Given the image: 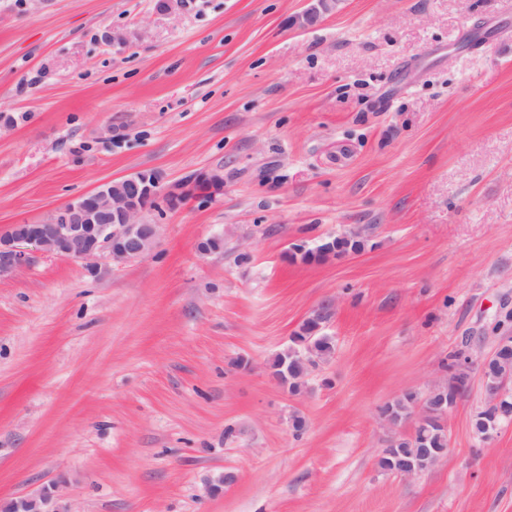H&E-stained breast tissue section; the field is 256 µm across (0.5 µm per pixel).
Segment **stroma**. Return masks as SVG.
Listing matches in <instances>:
<instances>
[{"instance_id":"stroma-1","label":"stroma","mask_w":512,"mask_h":512,"mask_svg":"<svg viewBox=\"0 0 512 512\" xmlns=\"http://www.w3.org/2000/svg\"><path fill=\"white\" fill-rule=\"evenodd\" d=\"M506 2L340 0L306 26L309 0H0V232L138 171H224L150 212L143 259L36 251L0 278V503L512 512V423L474 435L479 379L433 467L378 466L416 425L380 406L463 341L489 354L512 309ZM357 227L361 251L292 255ZM328 302L335 354L291 394L269 364ZM1 511L6 512H70L63 498L49 489L35 495L11 501Z\"/></svg>"}]
</instances>
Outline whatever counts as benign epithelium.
Wrapping results in <instances>:
<instances>
[{
  "mask_svg": "<svg viewBox=\"0 0 512 512\" xmlns=\"http://www.w3.org/2000/svg\"><path fill=\"white\" fill-rule=\"evenodd\" d=\"M312 6L303 15L307 24H313L336 9L339 0H311ZM224 191V173L219 170L200 172L184 181L164 185L158 175L143 170L122 178L104 181L94 190L79 195L60 207L40 224H14L0 235V277L26 267L31 260L28 246L46 255L78 259L86 263L89 274L100 273L99 260L108 258L117 264L139 260L154 251L160 237L161 225L147 219L149 211L163 203L176 209L190 196L211 199ZM512 338L501 336L492 352L477 358L465 347L462 349L460 371L466 376L476 373L485 381L487 365L494 361L508 362L503 347ZM442 392V399L429 411L426 400L417 403L415 414L423 422L433 416V422L445 425L448 412L454 405L448 403V383L434 386ZM439 456L428 448L410 459H396L393 474L413 478L431 468ZM4 512H70L63 498L45 489L35 495L12 501Z\"/></svg>",
  "mask_w": 512,
  "mask_h": 512,
  "instance_id": "1",
  "label": "benign epithelium"
}]
</instances>
